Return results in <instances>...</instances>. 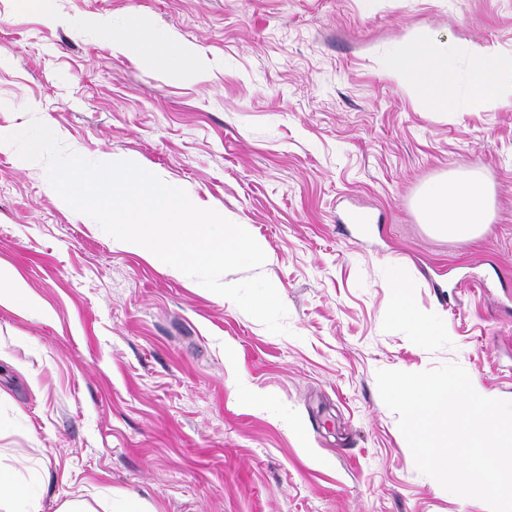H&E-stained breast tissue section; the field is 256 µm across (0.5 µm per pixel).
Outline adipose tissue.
<instances>
[{"label": "adipose tissue", "mask_w": 512, "mask_h": 512, "mask_svg": "<svg viewBox=\"0 0 512 512\" xmlns=\"http://www.w3.org/2000/svg\"><path fill=\"white\" fill-rule=\"evenodd\" d=\"M104 38L114 50L138 55L160 64L185 82L202 79L205 63L189 46L168 31L138 18L123 25L111 19L95 20ZM470 67L467 95L459 97V80L448 63V42L402 48L386 70V77L402 90L421 99L437 112L468 110L480 112L512 103V84H504V64L492 56L488 46L473 44L468 48ZM490 205L485 181L476 175L452 176L427 183L420 190L415 209L424 224L438 236L466 239L477 234ZM51 478L43 476L39 488L16 480L7 466L0 463V512H43V500Z\"/></svg>", "instance_id": "adipose-tissue-1"}]
</instances>
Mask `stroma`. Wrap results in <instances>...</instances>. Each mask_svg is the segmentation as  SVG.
<instances>
[{
	"instance_id": "1",
	"label": "stroma",
	"mask_w": 512,
	"mask_h": 512,
	"mask_svg": "<svg viewBox=\"0 0 512 512\" xmlns=\"http://www.w3.org/2000/svg\"><path fill=\"white\" fill-rule=\"evenodd\" d=\"M99 16L171 30L205 78L113 51ZM441 37L461 75L470 44L512 57V0H61L54 20L0 0V132L38 118L252 225L290 329L114 249L43 164L0 153V269L41 304L0 306V461L51 474L44 512L116 491L155 512H487L417 470L376 382L456 363L512 400V106L435 112L381 76ZM465 174L487 222L435 236L414 200Z\"/></svg>"
}]
</instances>
